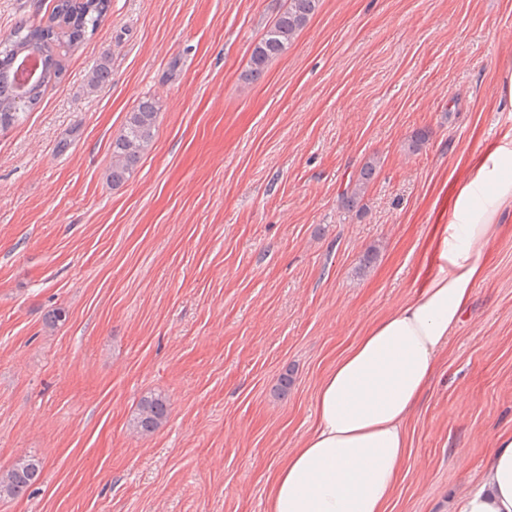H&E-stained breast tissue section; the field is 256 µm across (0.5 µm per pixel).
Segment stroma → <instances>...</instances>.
I'll list each match as a JSON object with an SVG mask.
<instances>
[{
  "label": "stroma",
  "instance_id": "stroma-1",
  "mask_svg": "<svg viewBox=\"0 0 512 512\" xmlns=\"http://www.w3.org/2000/svg\"><path fill=\"white\" fill-rule=\"evenodd\" d=\"M284 3L111 0L61 81L0 130V469L45 460L0 512H265L320 380L415 296L449 186L512 126L495 95L512 0H321L245 80ZM55 4L0 0V36ZM104 56L110 80L89 90ZM145 96L161 105L153 145L112 186L110 144ZM481 252L392 512H448L512 433V217ZM151 392L170 413L145 437L130 419ZM377 164L378 162L375 160L366 163L358 178L354 182H350L341 194L343 200L353 205L365 195L369 184L374 179Z\"/></svg>",
  "mask_w": 512,
  "mask_h": 512
}]
</instances>
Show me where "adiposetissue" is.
Returning <instances> with one entry per match:
<instances>
[{"label":"adipose tissue","instance_id":"adipose-tissue-1","mask_svg":"<svg viewBox=\"0 0 512 512\" xmlns=\"http://www.w3.org/2000/svg\"><path fill=\"white\" fill-rule=\"evenodd\" d=\"M512 213V126L450 186L415 297L371 324L322 378L315 425L271 475L267 512H389L407 423L486 276L481 247ZM453 512H512V435L499 437Z\"/></svg>","mask_w":512,"mask_h":512}]
</instances>
